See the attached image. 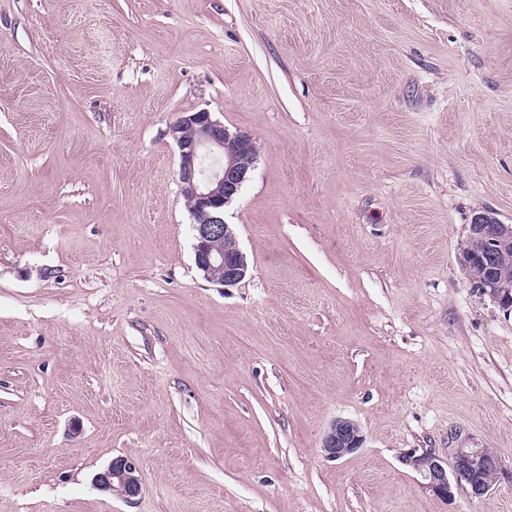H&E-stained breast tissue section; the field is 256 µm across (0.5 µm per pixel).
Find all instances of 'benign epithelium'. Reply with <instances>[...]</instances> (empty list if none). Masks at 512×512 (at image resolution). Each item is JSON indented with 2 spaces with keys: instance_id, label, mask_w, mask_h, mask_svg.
Listing matches in <instances>:
<instances>
[{
  "instance_id": "obj_1",
  "label": "benign epithelium",
  "mask_w": 512,
  "mask_h": 512,
  "mask_svg": "<svg viewBox=\"0 0 512 512\" xmlns=\"http://www.w3.org/2000/svg\"><path fill=\"white\" fill-rule=\"evenodd\" d=\"M168 134L178 148L181 190L192 202L195 264L206 279L215 280L213 271L221 269L224 276L218 284L236 285L246 277L248 262L224 214L254 167L256 142L246 133L229 131L204 109L183 113ZM511 243L512 224L502 223L490 212L481 213L468 226L463 263L468 269L474 265L490 268ZM474 285L500 307L512 309V289L501 281L488 278ZM363 442L356 423L338 419L323 439V450L327 457L338 460ZM401 459L420 476L422 490L444 501L452 500L459 490L471 499H480L492 486L475 481L474 473L489 469L499 476L504 472L501 460L484 448H455L450 462L430 448H410ZM96 481L127 501L138 497L142 489L139 467L128 457L112 460Z\"/></svg>"
}]
</instances>
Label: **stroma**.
I'll list each match as a JSON object with an SVG mask.
<instances>
[{
  "mask_svg": "<svg viewBox=\"0 0 512 512\" xmlns=\"http://www.w3.org/2000/svg\"><path fill=\"white\" fill-rule=\"evenodd\" d=\"M200 109L258 148L226 288L168 134ZM483 210L512 224V0H0V512H512ZM469 447L506 469L476 500L401 461ZM364 442L359 426L347 419H337L323 439L326 456L336 460L360 448ZM96 481L127 501L138 497L142 489L139 467L128 457L112 460L107 469L97 476Z\"/></svg>",
  "mask_w": 512,
  "mask_h": 512,
  "instance_id": "obj_1",
  "label": "stroma"
}]
</instances>
